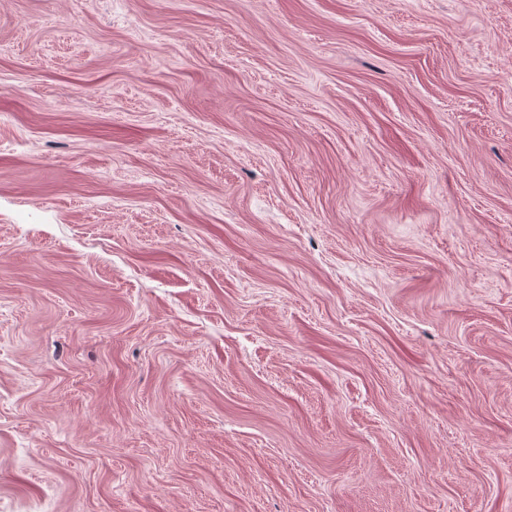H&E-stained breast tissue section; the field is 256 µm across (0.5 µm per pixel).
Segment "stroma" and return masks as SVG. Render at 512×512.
Here are the masks:
<instances>
[{
  "mask_svg": "<svg viewBox=\"0 0 512 512\" xmlns=\"http://www.w3.org/2000/svg\"><path fill=\"white\" fill-rule=\"evenodd\" d=\"M0 512H512V0H0Z\"/></svg>",
  "mask_w": 512,
  "mask_h": 512,
  "instance_id": "1",
  "label": "stroma"
}]
</instances>
